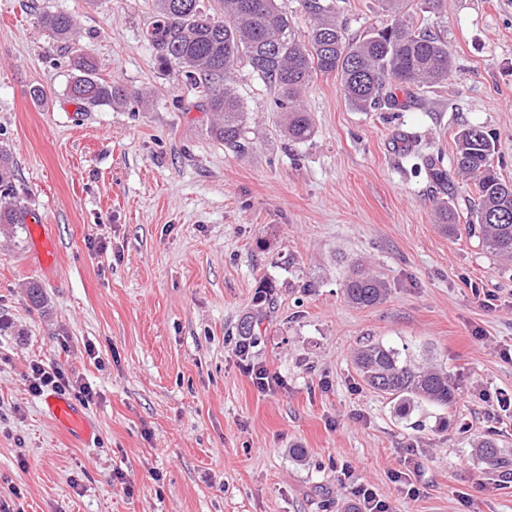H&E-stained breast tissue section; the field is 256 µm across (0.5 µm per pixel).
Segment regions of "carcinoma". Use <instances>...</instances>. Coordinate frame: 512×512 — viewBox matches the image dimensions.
<instances>
[{"label":"carcinoma","instance_id":"carcinoma-1","mask_svg":"<svg viewBox=\"0 0 512 512\" xmlns=\"http://www.w3.org/2000/svg\"><path fill=\"white\" fill-rule=\"evenodd\" d=\"M155 2L145 33L155 60L200 95L212 114L210 134L240 154L251 147L246 107L234 88L235 67L241 62L276 95L282 135L294 143L314 134L299 96L319 75L340 76L346 101L358 111L399 112L415 106L419 91L448 80L452 71L448 41L410 18L349 38L336 21L333 0H302L310 21L303 36L276 0H220L218 11L204 0ZM38 22L64 41L77 29L73 16L59 11L39 14ZM70 66L65 95L78 108L127 99L122 86L99 76L90 53L76 54ZM493 153V137L481 126H466L455 135L457 173L473 179L476 188V197L466 204L469 231L490 252L512 261V182L495 170ZM16 166L12 151L0 146V226L24 223ZM437 219L444 231H454L455 210L447 203H439ZM386 291L387 283L371 273L356 271L344 283L347 299L360 307L377 305ZM259 324L257 317H245L238 327L241 341L253 344ZM356 364L364 382L392 397L403 411L424 403L451 408L457 402L447 373L414 364L398 348L370 344L358 352Z\"/></svg>","mask_w":512,"mask_h":512}]
</instances>
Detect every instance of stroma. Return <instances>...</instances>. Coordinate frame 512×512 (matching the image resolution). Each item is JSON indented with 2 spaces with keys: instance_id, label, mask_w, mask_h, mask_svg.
I'll list each match as a JSON object with an SVG mask.
<instances>
[{
  "instance_id": "35a3bbf8",
  "label": "stroma",
  "mask_w": 512,
  "mask_h": 512,
  "mask_svg": "<svg viewBox=\"0 0 512 512\" xmlns=\"http://www.w3.org/2000/svg\"><path fill=\"white\" fill-rule=\"evenodd\" d=\"M335 3L352 38L394 19L378 0ZM43 9L76 19L74 48L127 89L123 104L68 101L73 49L38 24ZM154 10L0 0V145L27 207L24 223L0 226V512H352L359 485L390 512H512L504 472L479 452L491 440L512 461V408L496 402L512 394V264L435 214L471 194L450 157L464 126L494 134L512 180V0H410L415 23L448 41V80L419 107L360 112L339 77L315 78L304 143L281 135L273 92L238 65L243 154L157 66L144 37ZM404 133L445 154L447 192L403 156ZM354 260L386 281L379 305L345 299ZM263 281L273 303L243 359L238 324ZM370 342L445 370L456 405L398 416L355 366ZM246 360L280 386L259 392ZM35 363L91 385L94 400L65 394L97 428L91 447L30 394Z\"/></svg>"
}]
</instances>
